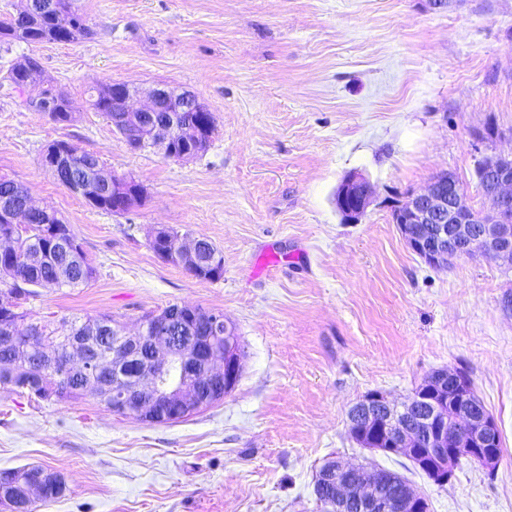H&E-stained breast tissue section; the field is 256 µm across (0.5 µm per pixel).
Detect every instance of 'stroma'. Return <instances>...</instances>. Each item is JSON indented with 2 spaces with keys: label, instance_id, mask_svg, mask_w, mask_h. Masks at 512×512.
Listing matches in <instances>:
<instances>
[{
  "label": "stroma",
  "instance_id": "obj_1",
  "mask_svg": "<svg viewBox=\"0 0 512 512\" xmlns=\"http://www.w3.org/2000/svg\"><path fill=\"white\" fill-rule=\"evenodd\" d=\"M78 4L90 36L0 50V77L36 58L35 89L75 115L54 124L0 87V178L68 224L95 269L20 306L61 333L76 316L132 329L171 304L221 312L243 371L224 400L170 424L2 393L0 470L64 477L37 512H320L313 484L332 456L403 475L429 512H512V271L480 257L430 266L393 221L443 171L486 207L476 169L512 151V0ZM113 81L194 94L214 119L206 151L130 149L89 105V88ZM56 140L133 179L141 202L108 213L66 189L44 164ZM353 173L372 197L348 224L334 194ZM162 227L210 241L223 277L159 258ZM269 250L280 262L267 271ZM446 368L469 372L498 422L495 472L464 460L440 486L350 438L348 411L368 392L398 403Z\"/></svg>",
  "mask_w": 512,
  "mask_h": 512
}]
</instances>
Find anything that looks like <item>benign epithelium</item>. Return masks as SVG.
<instances>
[{
  "label": "benign epithelium",
  "mask_w": 512,
  "mask_h": 512,
  "mask_svg": "<svg viewBox=\"0 0 512 512\" xmlns=\"http://www.w3.org/2000/svg\"><path fill=\"white\" fill-rule=\"evenodd\" d=\"M118 95L115 105L123 112H143L147 116L145 135L132 145L139 149L153 145L167 157L187 160L176 155L168 144L177 131L175 120L159 122L157 112H203L205 108L188 91L175 92L165 86L150 90L141 106L133 105L137 90L125 83H112ZM98 172V182L88 184L77 178L78 191L94 193L107 183L109 170L90 161ZM480 189L489 207L478 212L472 208L458 181L446 172L433 176L426 188L409 197L393 215L395 224L409 246L427 264L441 267L468 256L480 255L507 270L512 269V153L500 154L482 163ZM369 182L352 174L336 191V209L349 223L364 215L371 199ZM114 211L130 209L137 199L125 194L120 180H112ZM39 216L51 225L55 213L28 204L23 211L7 215L12 224H26ZM201 239L180 237L168 243L164 253L169 262L190 263L196 258ZM99 330L112 331V350L94 357L89 341L71 336L60 347L42 349L38 376L60 380L65 373L80 374L85 389L101 393L112 403L117 415L136 417L157 423L170 416L188 417L211 406L209 397L196 390L194 379L203 378L206 385L221 396L236 386L242 372V359L236 328L224 314H202L190 305L164 315L155 325L142 321L134 331L124 326L99 323ZM430 389L408 396L401 403L391 402L385 395L372 391L351 407L364 428L373 429L387 443V451L399 456H415L421 464L444 481L465 459L492 471L500 460L493 447L497 424L485 414L474 412V402L454 372H446L428 380ZM421 405L422 431L415 436L407 426L410 409ZM330 479L320 502L332 512L350 507L356 512H382L386 508L380 496L378 472L365 467L328 461ZM33 498L43 495L46 487H65L55 473L35 472L24 484L5 475L0 482ZM421 497L405 487L400 512H420Z\"/></svg>",
  "instance_id": "1"
}]
</instances>
